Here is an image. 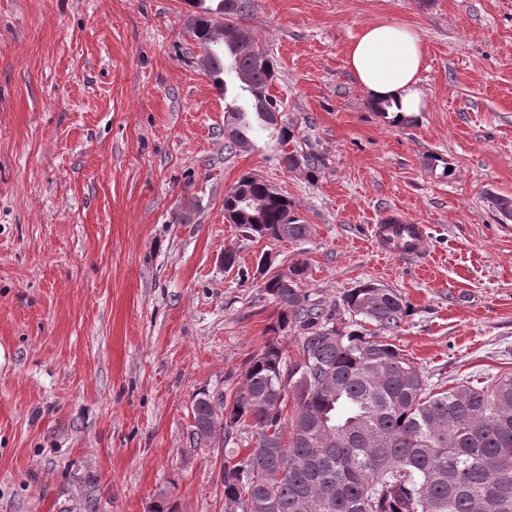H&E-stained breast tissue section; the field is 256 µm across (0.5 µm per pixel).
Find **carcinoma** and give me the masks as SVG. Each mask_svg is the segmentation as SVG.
<instances>
[{
	"label": "carcinoma",
	"instance_id": "cac0c4a2",
	"mask_svg": "<svg viewBox=\"0 0 512 512\" xmlns=\"http://www.w3.org/2000/svg\"><path fill=\"white\" fill-rule=\"evenodd\" d=\"M187 2L197 8L188 28L203 47L201 65L233 94L225 150L253 148L258 132L288 144L294 130L278 122L282 101L270 93L274 63L243 23L254 0ZM281 160L310 180L324 166L315 152L292 150ZM224 211L258 237L296 242L309 234L294 204L250 173L224 195ZM262 275L279 305L273 337L232 401L196 396L187 430L191 448L224 437V512H512L511 375L436 392L394 343L410 313L401 294L364 282L343 295V309L378 330L368 334L336 327L335 312L310 298L301 287L305 263ZM290 329L299 336L293 363L278 341ZM251 426L257 435L245 455L227 447Z\"/></svg>",
	"mask_w": 512,
	"mask_h": 512
}]
</instances>
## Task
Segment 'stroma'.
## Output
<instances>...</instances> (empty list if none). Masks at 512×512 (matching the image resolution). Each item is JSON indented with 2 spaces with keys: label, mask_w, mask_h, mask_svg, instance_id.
Returning a JSON list of instances; mask_svg holds the SVG:
<instances>
[{
  "label": "stroma",
  "mask_w": 512,
  "mask_h": 512,
  "mask_svg": "<svg viewBox=\"0 0 512 512\" xmlns=\"http://www.w3.org/2000/svg\"><path fill=\"white\" fill-rule=\"evenodd\" d=\"M291 148L224 149V94L186 0H0V512H224L220 448L185 443L198 393L232 398L270 337L272 269L335 310L373 282L411 307L397 345L431 384L512 375V0H255ZM421 36L424 106L385 119L345 68L365 24ZM253 172L310 226L224 217ZM427 225L383 257L371 225ZM235 264L225 267L224 252ZM281 160L289 171L304 170L306 177L310 180L315 179L321 167L324 166V159L315 152L302 153L291 150L288 153L284 152Z\"/></svg>",
  "instance_id": "1"
}]
</instances>
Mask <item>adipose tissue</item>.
I'll return each mask as SVG.
<instances>
[{"instance_id":"ef3b65f1","label":"adipose tissue","mask_w":512,"mask_h":512,"mask_svg":"<svg viewBox=\"0 0 512 512\" xmlns=\"http://www.w3.org/2000/svg\"><path fill=\"white\" fill-rule=\"evenodd\" d=\"M424 45L406 25L372 22L347 47L345 66L369 99L393 115L412 116L423 106L419 74Z\"/></svg>"}]
</instances>
